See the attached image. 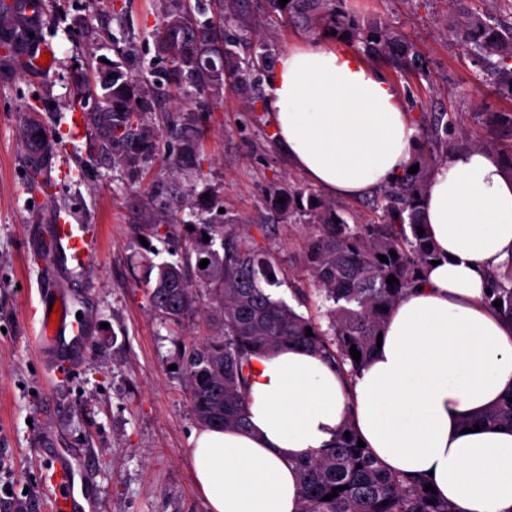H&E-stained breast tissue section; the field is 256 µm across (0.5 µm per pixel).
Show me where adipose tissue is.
Masks as SVG:
<instances>
[{
  "instance_id": "ef3b65f1",
  "label": "adipose tissue",
  "mask_w": 512,
  "mask_h": 512,
  "mask_svg": "<svg viewBox=\"0 0 512 512\" xmlns=\"http://www.w3.org/2000/svg\"><path fill=\"white\" fill-rule=\"evenodd\" d=\"M264 106L278 146L334 196L402 177L417 147L395 87L355 54L289 48ZM421 205L439 263L396 304L353 380L291 345L254 357L246 427L194 431L211 512H300L297 461L347 421L386 470L425 478L454 512H512V428L464 430L512 389V321L485 301L490 273L512 269V173L485 150L453 152Z\"/></svg>"
}]
</instances>
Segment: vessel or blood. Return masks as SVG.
Listing matches in <instances>:
<instances>
[{"instance_id": "1", "label": "vessel or blood", "mask_w": 512, "mask_h": 512, "mask_svg": "<svg viewBox=\"0 0 512 512\" xmlns=\"http://www.w3.org/2000/svg\"><path fill=\"white\" fill-rule=\"evenodd\" d=\"M48 51L46 44H30L19 66L20 72L26 75L40 72V61ZM54 243L81 265L89 264L96 255L92 238L80 225H56ZM38 341L45 349L57 352L86 344V324L79 316L71 314L69 307H62L58 325H51L45 318L39 320ZM47 464L54 487L50 512H98V502L90 490V470L85 452L55 448L48 455Z\"/></svg>"}]
</instances>
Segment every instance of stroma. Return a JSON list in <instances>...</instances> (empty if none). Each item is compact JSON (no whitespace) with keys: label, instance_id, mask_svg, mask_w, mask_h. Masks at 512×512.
I'll use <instances>...</instances> for the list:
<instances>
[{"label":"stroma","instance_id":"1","mask_svg":"<svg viewBox=\"0 0 512 512\" xmlns=\"http://www.w3.org/2000/svg\"><path fill=\"white\" fill-rule=\"evenodd\" d=\"M491 8L502 24L512 23L511 6L488 0H346L350 15L387 25L418 51L421 67L408 77L392 58L373 63L417 128L442 118L449 149L481 143L512 167V95L500 88L498 59L474 57L451 34L454 17ZM162 25L157 0H43L28 26L34 41L53 47L49 72L26 78L0 57V490L10 494L0 512H48L42 451L54 446L90 449L99 512H208L189 458L198 423L176 367L180 341L206 334L204 317L165 323L133 280L148 260H180L192 274L185 258L194 245L182 227L144 235L146 225L166 223L172 212L188 217L191 199L218 192L225 225L275 258L276 295L329 323L328 304L304 263L317 229L301 211L270 204L279 190L315 186L276 144L265 79L291 46L359 55L362 45L306 33L269 13L264 0H228L223 34L238 59L253 57L262 37L269 59L249 71L246 85L223 77L218 105L208 110L195 88L163 89L158 110L145 117L155 152L139 169L113 163L90 118L63 159L33 139L39 125L66 133L77 90L98 81L110 62L153 79L164 65L155 39ZM187 137L202 147V175L194 179L170 162ZM61 218L89 228L99 247L94 263L79 268L58 255L42 258L50 246L45 232ZM44 286L70 295L90 331L87 346L67 352L71 370L61 376L29 319Z\"/></svg>","mask_w":512,"mask_h":512}]
</instances>
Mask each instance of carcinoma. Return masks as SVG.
<instances>
[{"label": "carcinoma", "mask_w": 512, "mask_h": 512, "mask_svg": "<svg viewBox=\"0 0 512 512\" xmlns=\"http://www.w3.org/2000/svg\"><path fill=\"white\" fill-rule=\"evenodd\" d=\"M344 0H267L272 13L300 23L318 34L343 36L362 43L366 54L379 59L398 52L397 65L403 71L417 69L418 56L409 45L399 43L393 32L380 23H360L343 10ZM165 23L158 33L159 47L167 61L170 80L204 92L214 83V75L230 71L234 80H246V71L236 60L231 42L224 49L203 53L215 35L213 19L201 0H160ZM453 35L479 57L497 55L512 60V27H502L491 14L463 15ZM29 41L24 27L0 36V45L10 52H21ZM95 99L97 132L113 149V158L130 168L152 151L153 132L144 127L143 115L155 111L151 88L129 75L117 63L111 78L97 97L89 88L81 91L78 108ZM442 142L435 133L425 142L412 164L418 172L406 173L395 181L383 197L376 224H348L333 205L314 193L288 190L272 199L284 209L306 205L311 223L319 234L310 242L306 263L319 291L331 303L327 310L329 326L321 330L312 319L298 313L270 287L278 285L271 261L248 241L222 224L202 221L193 225L190 235L209 241L194 249L197 280L190 282L179 263L149 262L140 282L147 288L151 307L162 319L175 325L200 300L207 302L211 315L221 325V335L183 348L181 364L189 390V400L197 421L207 427L243 428L247 424L245 387L251 372V357L275 351L292 343L323 355L348 380L365 364L376 347L389 311L416 284L424 268L435 259L427 236H419L422 226L420 198L427 188L431 168L447 159L434 151ZM178 162L202 175L198 146L184 145ZM284 203H278L279 198ZM306 202H301V199ZM396 256H391V252ZM388 257V262L379 256ZM397 283L388 285L387 278ZM500 301V313L512 321V272L494 277L489 305ZM312 335H307V331ZM360 352V361L350 355L351 346ZM480 421L490 425L512 426V391ZM350 432V438L344 433ZM302 501L300 512H453L450 506L425 489V482L384 469L371 451L358 446L351 424L339 428L331 446L316 450L297 462ZM342 486L338 496L323 500L332 489ZM387 505H382L383 501Z\"/></svg>", "instance_id": "cac0c4a2"}]
</instances>
